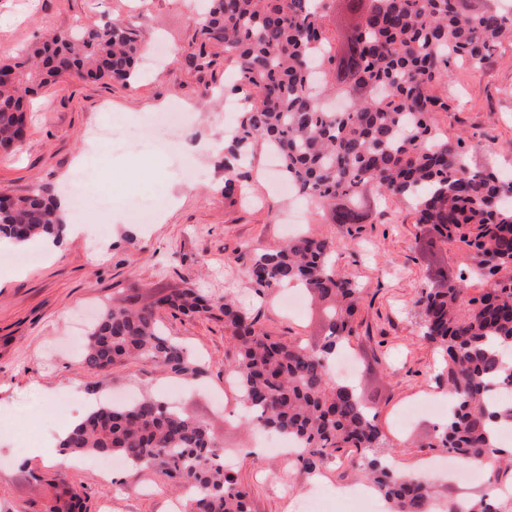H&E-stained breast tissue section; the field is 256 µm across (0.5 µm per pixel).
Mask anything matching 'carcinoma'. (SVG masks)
Returning <instances> with one entry per match:
<instances>
[{
	"instance_id": "carcinoma-1",
	"label": "carcinoma",
	"mask_w": 512,
	"mask_h": 512,
	"mask_svg": "<svg viewBox=\"0 0 512 512\" xmlns=\"http://www.w3.org/2000/svg\"><path fill=\"white\" fill-rule=\"evenodd\" d=\"M340 2L207 0L190 60L209 66L212 49L222 48L239 78L224 92H241L247 102L224 162V196L242 190L236 170L259 144L279 155L298 193L332 208L337 224L364 223L358 199L370 187L410 202L432 273L417 301L420 336L440 351L439 377L451 395L430 447L467 465L511 459L500 432L512 428V205L504 202L512 181L472 166L461 144L442 137L435 115L450 104L435 88L456 66H483L512 35V10L465 13L461 0H352L362 8L351 13L349 30L332 34L328 12ZM142 49L139 31L114 21L57 29L22 55H0V149L21 146L28 95L64 80L133 82ZM66 229L58 200L40 189L0 198V236L59 240ZM337 250L332 239L300 234L249 267L259 293L292 285L325 305L320 345L277 341L250 310L187 288L133 310L103 308L79 362L106 379L116 363L145 357L194 378L201 366L164 332L159 315L217 309L236 342L229 374L245 422L298 443L296 460L312 475L348 452L392 512H431L426 479L392 468L378 412L330 372L333 357L357 337L362 300L335 269ZM88 394L95 403L60 442L66 454L116 455L160 470L193 490L185 512H251L250 492L224 468L206 422L150 392L125 405L96 399L95 389ZM64 494L50 512H82L77 490Z\"/></svg>"
}]
</instances>
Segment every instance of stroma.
<instances>
[{"mask_svg":"<svg viewBox=\"0 0 512 512\" xmlns=\"http://www.w3.org/2000/svg\"><path fill=\"white\" fill-rule=\"evenodd\" d=\"M195 17L187 0H0V54L24 53L52 28L119 19L138 27L145 44L161 45L165 56L130 84L69 81L43 89L29 107L21 150L0 155V194L40 189L60 196L73 168L85 165L92 174L88 209L109 243L101 262L93 259L94 242L70 236L39 260L0 261V512H48L65 483L81 492L83 512H171L177 493L160 472L120 466L106 484L95 468L27 456V449L56 439L61 417L75 416L78 395L93 385L115 397L150 390L208 422L219 447L239 451L233 474L249 489L252 512H292L295 500L307 512H367L336 494L353 482L349 464L332 460L310 475L295 459L273 456L255 429L237 421L238 394L224 385L236 347L222 318L162 316L203 367L191 390L174 392L176 378L149 359L114 365L104 379L73 357L74 332H87L101 306L147 305L185 288L214 299L233 296L281 341L317 342L318 304L288 311L278 295L259 296L248 277L256 253L284 244L285 220L299 207L302 230L336 241L338 270L365 290L351 343L356 384L378 412L398 468L416 472L448 458L429 445L444 421L439 409L448 403V386L419 334L415 302L430 269L409 208L375 199L365 223H334L314 205L288 198L261 151L241 171L246 201L228 203L224 152L216 144L238 119L224 97L233 70L221 59L204 70L188 65ZM448 95L449 111L437 115L440 132L464 139L473 163L512 177V43H502L480 70L455 69ZM176 107L191 114L179 133L180 152L100 157L99 131L121 137ZM104 163L125 197L153 201L152 223H135L121 205H103L97 173Z\"/></svg>","mask_w":512,"mask_h":512,"instance_id":"1","label":"stroma"}]
</instances>
